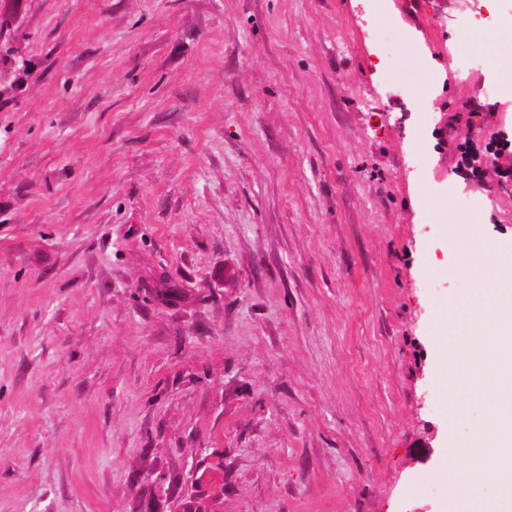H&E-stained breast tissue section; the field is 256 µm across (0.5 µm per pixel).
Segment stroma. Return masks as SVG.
<instances>
[{"label": "stroma", "instance_id": "35a3bbf8", "mask_svg": "<svg viewBox=\"0 0 512 512\" xmlns=\"http://www.w3.org/2000/svg\"><path fill=\"white\" fill-rule=\"evenodd\" d=\"M480 5L0 0V512H451Z\"/></svg>", "mask_w": 512, "mask_h": 512}]
</instances>
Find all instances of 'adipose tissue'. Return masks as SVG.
<instances>
[{
	"label": "adipose tissue",
	"mask_w": 512,
	"mask_h": 512,
	"mask_svg": "<svg viewBox=\"0 0 512 512\" xmlns=\"http://www.w3.org/2000/svg\"><path fill=\"white\" fill-rule=\"evenodd\" d=\"M485 7L487 18L461 35L486 56L494 73L506 78L512 70V15L500 11L498 0H485ZM475 245L489 257L490 270L476 277L455 319L461 343L452 387L467 400L502 391V375L512 374V248L481 237ZM457 452L472 458V466L447 468L441 476L453 495L464 497V512H512V419L489 417ZM487 482L494 489L490 510L474 492Z\"/></svg>",
	"instance_id": "obj_1"
}]
</instances>
